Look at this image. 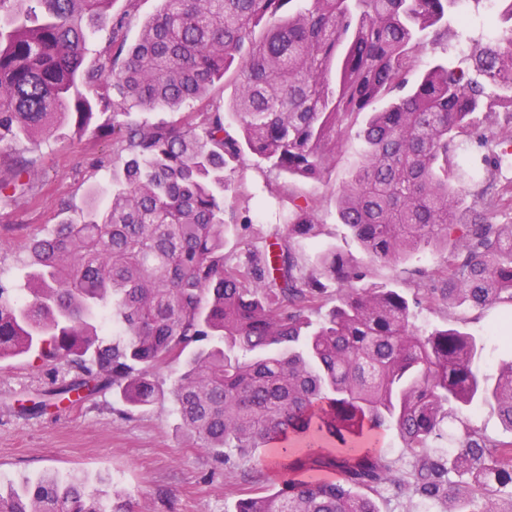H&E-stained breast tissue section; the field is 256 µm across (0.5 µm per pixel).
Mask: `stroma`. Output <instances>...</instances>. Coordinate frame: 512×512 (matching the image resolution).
I'll return each mask as SVG.
<instances>
[{
  "instance_id": "obj_1",
  "label": "stroma",
  "mask_w": 512,
  "mask_h": 512,
  "mask_svg": "<svg viewBox=\"0 0 512 512\" xmlns=\"http://www.w3.org/2000/svg\"><path fill=\"white\" fill-rule=\"evenodd\" d=\"M359 143L348 136L328 180L289 181L286 175L246 160L234 182L249 197L251 217L246 229L230 232L226 250L240 253L282 234L288 210L276 188L291 185L296 193L317 200L325 224L318 241H305L301 251L309 256L335 246L352 261L365 256L347 234L336 214V192L357 162ZM33 156L40 181L34 192L18 204L0 206V277L23 287L22 267L29 258L34 236L45 233L63 219H81L93 189L109 184L106 171L96 168L112 156V139L81 134L64 126L44 139ZM442 265V252L422 246L397 267H381L377 280L395 284L411 295L419 271ZM415 323L430 331L458 325L483 338L481 369L494 375L512 362V307L485 309L423 306ZM52 373L23 357L0 362V484H17L45 473L86 479L89 488L130 497L140 512H235L243 495L268 488L274 477L271 457L262 460L231 458L215 467L203 448L181 427L167 395L153 405L126 413L111 389L74 405L49 407L30 413L41 400Z\"/></svg>"
}]
</instances>
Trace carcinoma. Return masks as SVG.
<instances>
[{"label": "carcinoma", "mask_w": 512, "mask_h": 512, "mask_svg": "<svg viewBox=\"0 0 512 512\" xmlns=\"http://www.w3.org/2000/svg\"><path fill=\"white\" fill-rule=\"evenodd\" d=\"M160 2L130 43L131 12L103 25L113 0H0V151L31 142L0 173V202L32 191L34 137L64 121L112 133L116 184L85 220L33 240L26 287L0 279V362L74 373L35 409L111 387L128 413L164 395L155 369L178 366L175 411L215 463L232 448L278 459L277 488L244 495L236 512H380L375 496L395 482L446 512H512V436L466 418L487 405L512 433V363L489 377L480 337L414 323L423 303L512 306V224L496 221L512 208V180H496L512 167V0L489 18L498 38L473 66L435 58L417 76L458 35V0ZM221 79L237 89L227 107L208 100ZM492 99L508 111H490ZM196 102L177 124L125 120ZM362 114L337 208L367 264L333 247L306 258L299 242L324 225L297 194L282 235L226 253L228 226L251 224L249 204L225 206L226 173L250 154L323 181ZM452 238L413 299L372 282L375 266ZM450 424L455 446L436 455ZM389 427L412 457L406 480L379 453ZM136 508L75 477L0 492V512Z\"/></svg>", "instance_id": "1"}]
</instances>
